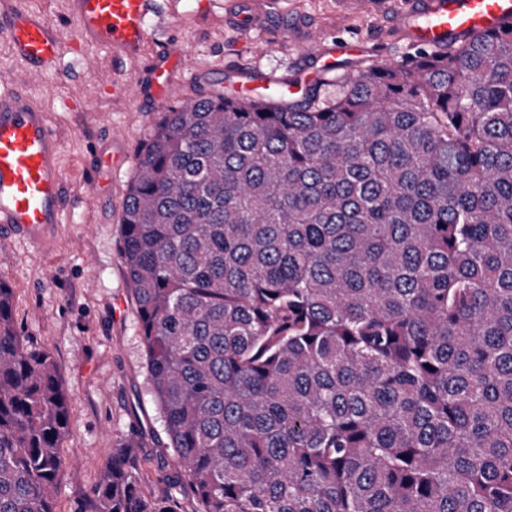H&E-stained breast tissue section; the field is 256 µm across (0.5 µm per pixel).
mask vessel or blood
<instances>
[{
    "instance_id": "1",
    "label": "vessel or blood",
    "mask_w": 512,
    "mask_h": 512,
    "mask_svg": "<svg viewBox=\"0 0 512 512\" xmlns=\"http://www.w3.org/2000/svg\"><path fill=\"white\" fill-rule=\"evenodd\" d=\"M225 22L258 31L273 18L261 0H227ZM164 0H69L77 22L74 37H66L47 17L13 0L0 11V41L20 58L30 76L54 68L70 40L112 48L120 58L141 57L148 44L147 21L160 14ZM512 24V0H406L399 25L405 35L437 49L451 37L473 30L494 31ZM360 44L340 42L330 48H308L309 68L322 74L335 70L343 56L361 53ZM181 52L160 58L147 75V85L159 104L180 100L181 88L173 79L183 64ZM60 137L43 106L25 86L0 89V233L47 237L62 223L66 207L59 166Z\"/></svg>"
}]
</instances>
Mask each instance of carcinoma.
Listing matches in <instances>:
<instances>
[{"label":"carcinoma","mask_w":512,"mask_h":512,"mask_svg":"<svg viewBox=\"0 0 512 512\" xmlns=\"http://www.w3.org/2000/svg\"><path fill=\"white\" fill-rule=\"evenodd\" d=\"M290 102L201 91L138 152L121 256L179 468L88 512H512V27ZM0 281V512H55L70 399Z\"/></svg>","instance_id":"cac0c4a2"}]
</instances>
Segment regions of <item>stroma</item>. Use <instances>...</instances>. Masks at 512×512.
Masks as SVG:
<instances>
[{"label": "stroma", "instance_id": "35a3bbf8", "mask_svg": "<svg viewBox=\"0 0 512 512\" xmlns=\"http://www.w3.org/2000/svg\"><path fill=\"white\" fill-rule=\"evenodd\" d=\"M271 10L310 28L323 45L342 38L362 53L343 60L339 73L374 63V50L398 60L411 51L397 20L403 0H269ZM225 0H164L147 23L149 49L117 60L102 46L76 47L36 79L0 42V76L25 85L43 104L61 137V168L68 206L43 243L0 240V280L13 290V318L22 336L49 350L70 398L63 456L78 454L60 477L55 512H79L113 449L133 445L146 492L160 491L177 467L148 392L137 308L119 251L123 202L137 154L162 108L149 98L145 77L155 55L176 43L186 64L177 71L186 98L230 89L228 65L251 78H282L306 85L313 78L300 41L270 27L241 35L224 24ZM121 132L114 140L113 132ZM95 183L84 170L96 157Z\"/></svg>", "mask_w": 512, "mask_h": 512}]
</instances>
